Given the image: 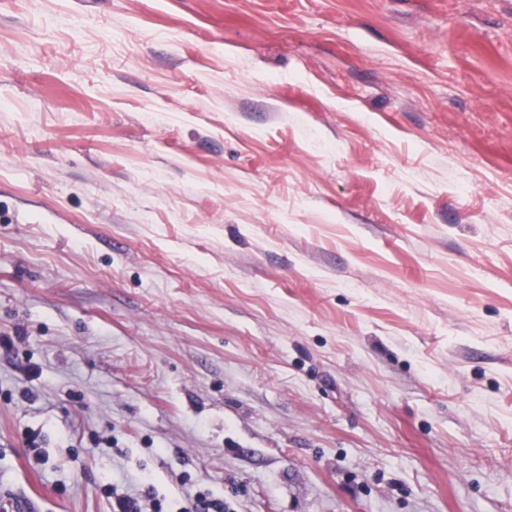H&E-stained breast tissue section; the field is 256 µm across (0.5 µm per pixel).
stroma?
Masks as SVG:
<instances>
[{"label": "stroma", "instance_id": "stroma-1", "mask_svg": "<svg viewBox=\"0 0 512 512\" xmlns=\"http://www.w3.org/2000/svg\"><path fill=\"white\" fill-rule=\"evenodd\" d=\"M1 334L7 512H512V0H0ZM149 506L151 510H145L146 503L142 496L127 493L118 494L116 491L112 493L113 512H163L161 501L155 498L150 500ZM229 512L224 499L214 497L210 493L197 494L187 506L181 507L178 512Z\"/></svg>", "mask_w": 512, "mask_h": 512}]
</instances>
